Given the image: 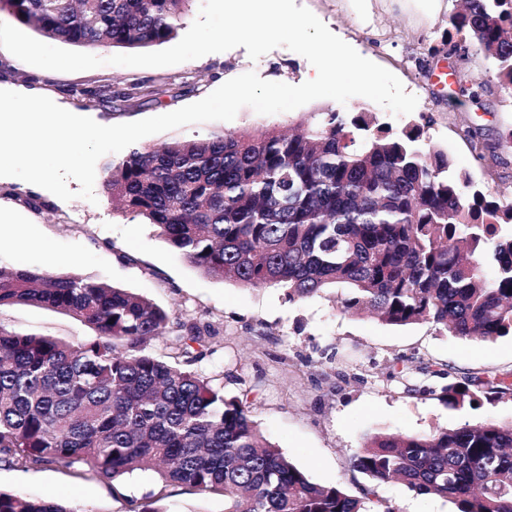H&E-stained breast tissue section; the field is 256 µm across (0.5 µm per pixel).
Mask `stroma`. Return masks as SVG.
<instances>
[{"instance_id":"1","label":"stroma","mask_w":512,"mask_h":512,"mask_svg":"<svg viewBox=\"0 0 512 512\" xmlns=\"http://www.w3.org/2000/svg\"><path fill=\"white\" fill-rule=\"evenodd\" d=\"M364 58L384 67L418 99L415 110L393 116L355 96L341 109L368 110L393 130L424 127V147L441 149L454 170L467 173L486 194L512 193V92L503 89L492 64L471 52L467 74L484 84L479 101H452L434 79L443 56L430 47L453 42L450 23L459 0H295ZM115 47L95 48L103 66L80 72L41 69L0 48V88H28L58 106L99 124L129 123L197 102L248 71L262 79L298 85L316 70L303 56L278 47L251 60L245 47L166 67L107 64ZM140 84L152 94L113 106L95 95L120 94ZM328 98L297 109L262 115L244 107L230 121L192 124L140 139L143 147L173 138L199 139L214 131L283 130L331 106ZM95 201L65 202L15 177H0V261L33 270L80 273L128 289L169 313L164 336L150 350L164 358L179 325L198 324L210 333L207 355L195 371L212 377L226 394L250 395V415L264 436L322 485L355 491L363 483L351 457L367 434L429 433L488 421L512 424V395L474 407L448 408L440 398L446 380L470 374L485 378L512 371V337L469 342L428 323L387 325L366 315L344 314L328 294L289 299L284 289L245 288L203 274L159 238L143 217L115 210L96 175ZM0 323L24 333L84 339L91 331L71 317L38 305L0 310ZM446 366L448 378L423 374ZM403 367L397 375L395 367ZM157 487L155 473L137 472L110 481L83 465L27 470L0 463V489L31 495L53 493L92 512H126V501ZM391 512H455L447 499L420 495L397 480L375 485ZM169 512H224L221 497L170 486Z\"/></svg>"}]
</instances>
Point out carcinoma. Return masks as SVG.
<instances>
[{
  "label": "carcinoma",
  "instance_id": "cac0c4a2",
  "mask_svg": "<svg viewBox=\"0 0 512 512\" xmlns=\"http://www.w3.org/2000/svg\"><path fill=\"white\" fill-rule=\"evenodd\" d=\"M192 0H0L21 23L79 47L170 41ZM450 23L460 41L496 60L512 89V0H463ZM448 96L479 99L461 70ZM424 129L399 132L370 112L320 113L282 133H212L133 147L104 165L112 205L152 224L202 273L289 299L329 288L348 314L393 326L429 323L467 341L512 335V197L489 198L423 152ZM496 265L486 279L483 262ZM61 311L92 335L70 341L0 324V462L29 469L80 464L106 478L153 471L224 497V512H392L372 485L401 480L448 499L456 512H512V425L466 424L429 434L377 432L351 458L370 480L359 494L323 486L269 442L247 400L192 370L207 351L194 325L173 337L174 360L148 350L167 312L125 288L0 262V308ZM512 393V373L464 376L442 389L448 407L478 387ZM163 490L128 512H166ZM0 512H94L52 494L0 491Z\"/></svg>",
  "mask_w": 512,
  "mask_h": 512
}]
</instances>
